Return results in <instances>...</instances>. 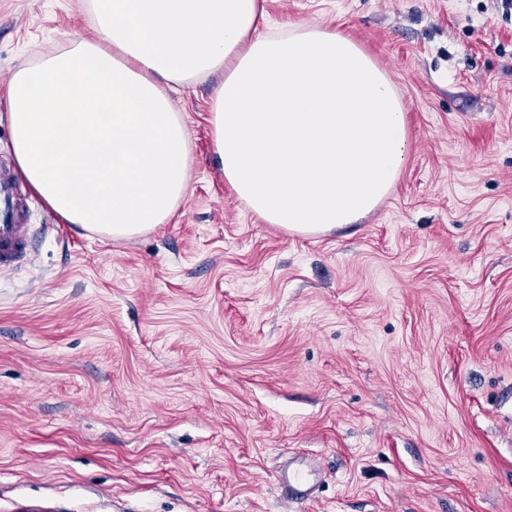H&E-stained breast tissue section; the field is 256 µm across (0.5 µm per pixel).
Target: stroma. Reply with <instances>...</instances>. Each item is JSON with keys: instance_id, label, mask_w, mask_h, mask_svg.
Returning <instances> with one entry per match:
<instances>
[{"instance_id": "obj_1", "label": "stroma", "mask_w": 512, "mask_h": 512, "mask_svg": "<svg viewBox=\"0 0 512 512\" xmlns=\"http://www.w3.org/2000/svg\"><path fill=\"white\" fill-rule=\"evenodd\" d=\"M388 74L408 163L354 224L266 223L215 162L221 74L174 85L189 191L129 239L17 178L14 69L90 0H0V171L33 257L0 271V512H512V14L500 0H265ZM327 477L285 501L279 465Z\"/></svg>"}]
</instances>
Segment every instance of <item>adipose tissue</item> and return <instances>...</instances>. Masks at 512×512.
Segmentation results:
<instances>
[{"label": "adipose tissue", "instance_id": "obj_1", "mask_svg": "<svg viewBox=\"0 0 512 512\" xmlns=\"http://www.w3.org/2000/svg\"><path fill=\"white\" fill-rule=\"evenodd\" d=\"M264 0H91L96 41L8 87L18 171L65 223L129 238L184 200L189 134L164 89L220 71L212 104L226 182L266 223L325 233L390 194L409 155L387 74L317 25L266 33Z\"/></svg>", "mask_w": 512, "mask_h": 512}]
</instances>
